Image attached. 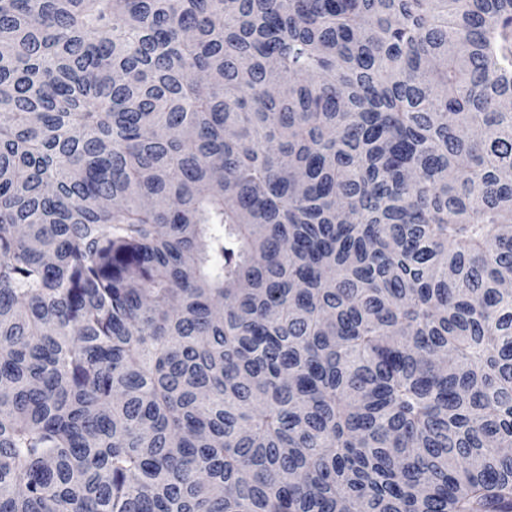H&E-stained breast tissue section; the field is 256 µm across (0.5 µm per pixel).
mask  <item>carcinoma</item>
<instances>
[{"mask_svg": "<svg viewBox=\"0 0 512 512\" xmlns=\"http://www.w3.org/2000/svg\"><path fill=\"white\" fill-rule=\"evenodd\" d=\"M512 0H0V512H512Z\"/></svg>", "mask_w": 512, "mask_h": 512, "instance_id": "cac0c4a2", "label": "carcinoma"}]
</instances>
